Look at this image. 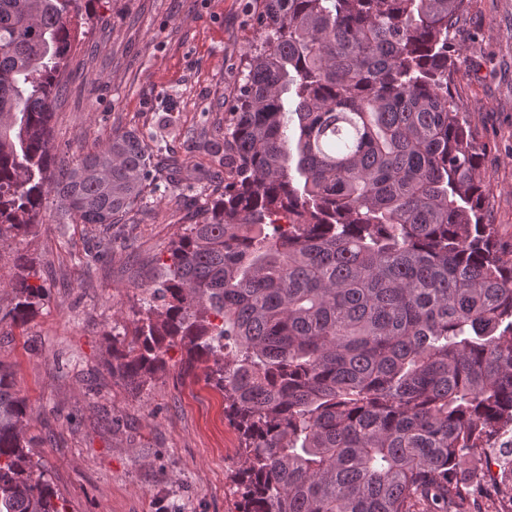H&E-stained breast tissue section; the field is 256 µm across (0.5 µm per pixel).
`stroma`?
Segmentation results:
<instances>
[{
  "mask_svg": "<svg viewBox=\"0 0 512 512\" xmlns=\"http://www.w3.org/2000/svg\"><path fill=\"white\" fill-rule=\"evenodd\" d=\"M261 0H97L92 22L72 21V50L51 125L60 159L135 130L148 147L206 172L160 186L126 223L69 224L47 200L39 224L0 244V365L26 398L36 452L67 512H237L231 477L238 433L204 367L185 369L175 345L140 389L108 368L126 348L141 280L166 259L177 232L224 190L223 136ZM459 49L451 91L484 150L486 223L512 243V0H469L451 31ZM32 260L46 296L24 326L5 319L15 259Z\"/></svg>",
  "mask_w": 512,
  "mask_h": 512,
  "instance_id": "1",
  "label": "stroma"
}]
</instances>
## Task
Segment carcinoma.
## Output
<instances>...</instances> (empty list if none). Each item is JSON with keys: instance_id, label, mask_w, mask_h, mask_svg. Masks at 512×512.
<instances>
[{"instance_id": "cac0c4a2", "label": "carcinoma", "mask_w": 512, "mask_h": 512, "mask_svg": "<svg viewBox=\"0 0 512 512\" xmlns=\"http://www.w3.org/2000/svg\"><path fill=\"white\" fill-rule=\"evenodd\" d=\"M79 0H0V240L46 196L119 224L155 180L115 132L57 161L52 105ZM468 0H261L224 138V192L172 240L112 375L137 389L180 342L224 393L238 512H473L512 486V244L484 223L481 147L448 34ZM295 116L290 149L288 115ZM18 326L45 287L20 256ZM0 367V512H66ZM483 473V472H482ZM481 473V481L478 486L476 510L482 512H496L500 511V505L503 496L507 494L510 496V491L504 485L497 481L484 480Z\"/></svg>"}]
</instances>
